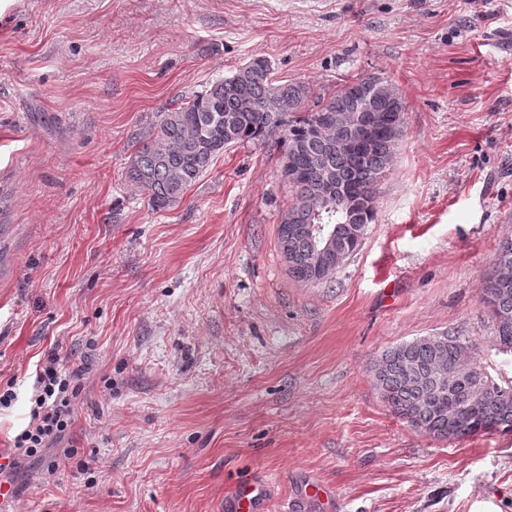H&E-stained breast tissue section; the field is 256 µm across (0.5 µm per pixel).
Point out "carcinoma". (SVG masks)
<instances>
[{"mask_svg": "<svg viewBox=\"0 0 512 512\" xmlns=\"http://www.w3.org/2000/svg\"><path fill=\"white\" fill-rule=\"evenodd\" d=\"M349 84L305 109L311 88L304 83L274 80L270 61L258 58L228 77L180 101L160 114L151 134L137 141L127 171L129 181L148 198L155 211L171 208L184 191L209 170L232 143L261 144L278 137L284 147L282 161L293 160L303 178L288 183L292 202L285 211L294 231L288 235V255L294 260L289 276L308 280V259L314 241L301 232L321 224L334 232L337 249L349 256L357 252L369 225L376 219L375 188L386 176L400 134L386 131L361 156L336 152V132L322 124L320 113L343 112ZM374 112H403L396 89L372 98ZM361 190L351 210L336 197L334 187ZM494 265L512 269V237L503 239ZM481 301L496 327L495 342L502 353H512V277L488 275ZM433 336L400 343L385 350L371 367L381 397L391 412L420 432L437 439L463 438L487 432H512V384H499L478 361L472 372L456 375L457 365L473 351L463 336ZM448 371V389L435 394L428 381Z\"/></svg>", "mask_w": 512, "mask_h": 512, "instance_id": "1", "label": "carcinoma"}]
</instances>
